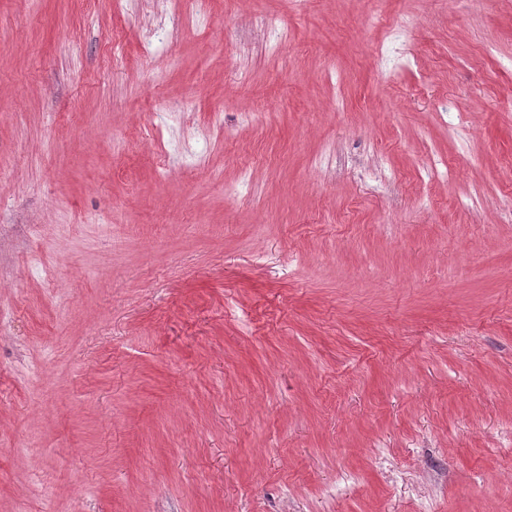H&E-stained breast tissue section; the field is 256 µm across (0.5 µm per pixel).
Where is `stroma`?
Wrapping results in <instances>:
<instances>
[{
    "label": "stroma",
    "instance_id": "obj_1",
    "mask_svg": "<svg viewBox=\"0 0 512 512\" xmlns=\"http://www.w3.org/2000/svg\"><path fill=\"white\" fill-rule=\"evenodd\" d=\"M0 512H512V0H0Z\"/></svg>",
    "mask_w": 512,
    "mask_h": 512
}]
</instances>
